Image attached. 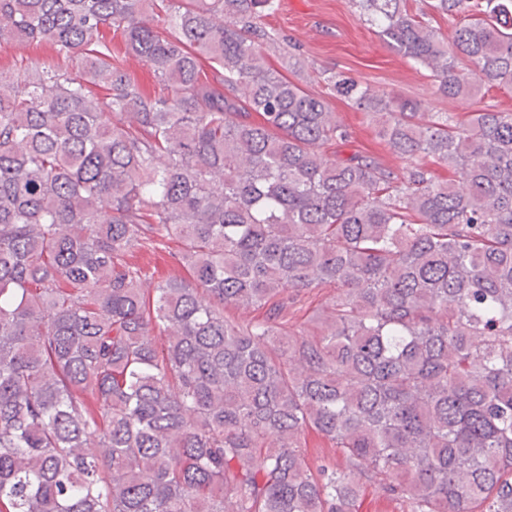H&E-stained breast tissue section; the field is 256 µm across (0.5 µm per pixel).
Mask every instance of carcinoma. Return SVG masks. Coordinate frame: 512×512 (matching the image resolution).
Listing matches in <instances>:
<instances>
[{
    "label": "carcinoma",
    "instance_id": "1",
    "mask_svg": "<svg viewBox=\"0 0 512 512\" xmlns=\"http://www.w3.org/2000/svg\"><path fill=\"white\" fill-rule=\"evenodd\" d=\"M354 4L435 95L512 91V0ZM277 6L0 0L54 60L0 71V512H512V111L311 91L267 62ZM334 95L400 169L328 154Z\"/></svg>",
    "mask_w": 512,
    "mask_h": 512
}]
</instances>
